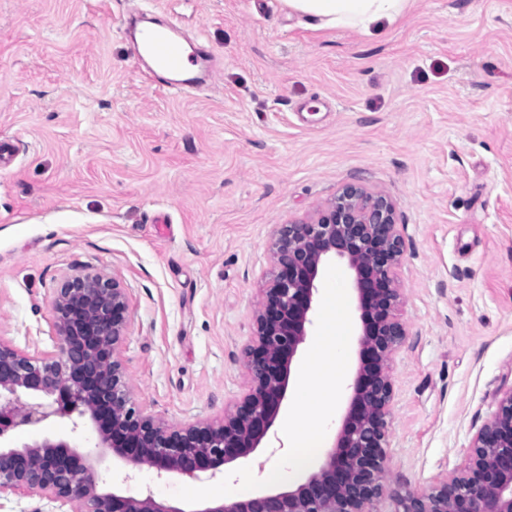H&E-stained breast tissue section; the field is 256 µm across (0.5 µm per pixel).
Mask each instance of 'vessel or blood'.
<instances>
[{"mask_svg": "<svg viewBox=\"0 0 512 512\" xmlns=\"http://www.w3.org/2000/svg\"><path fill=\"white\" fill-rule=\"evenodd\" d=\"M146 26L132 41L143 72L151 84L173 93H188L206 85L216 73L212 56L200 48L186 50L177 16L157 17L152 7L138 14Z\"/></svg>", "mask_w": 512, "mask_h": 512, "instance_id": "1", "label": "vessel or blood"}]
</instances>
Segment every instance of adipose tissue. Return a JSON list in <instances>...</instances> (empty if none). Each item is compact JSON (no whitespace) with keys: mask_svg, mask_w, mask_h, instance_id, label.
Instances as JSON below:
<instances>
[{"mask_svg":"<svg viewBox=\"0 0 512 512\" xmlns=\"http://www.w3.org/2000/svg\"><path fill=\"white\" fill-rule=\"evenodd\" d=\"M289 13L314 21L316 27L346 26L359 30H370L371 26L386 20L396 21L407 9L409 0H282ZM343 294L333 289L328 296V316L316 338L317 348L326 350L335 363L345 358L346 326L336 318L335 310L341 307ZM288 435L296 447L302 448V455H290L288 467L272 472V479L279 480L287 472L305 468L311 461V451L320 448L325 435L324 424L303 428L300 414L292 413L284 421Z\"/></svg>","mask_w":512,"mask_h":512,"instance_id":"adipose-tissue-1","label":"adipose tissue"}]
</instances>
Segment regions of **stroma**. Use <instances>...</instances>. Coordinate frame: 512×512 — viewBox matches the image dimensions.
I'll return each mask as SVG.
<instances>
[{
  "mask_svg": "<svg viewBox=\"0 0 512 512\" xmlns=\"http://www.w3.org/2000/svg\"><path fill=\"white\" fill-rule=\"evenodd\" d=\"M139 0H0V340L51 351V301L79 272L125 288L133 402L173 424L221 418L241 392L277 225L352 184L390 198L404 243L380 512L461 468L512 387V0H411L370 32L313 29L281 0H153L222 61L189 95L149 87L124 33ZM347 360L307 336L284 410L329 414L333 445L359 320L346 263ZM320 379L301 391V376ZM66 440L100 486L197 505L267 488L290 455L274 424L253 460L202 482L127 471L89 422L53 418L16 445Z\"/></svg>",
  "mask_w": 512,
  "mask_h": 512,
  "instance_id": "1",
  "label": "stroma"
}]
</instances>
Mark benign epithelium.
Returning <instances> with one entry per match:
<instances>
[{
    "mask_svg": "<svg viewBox=\"0 0 512 512\" xmlns=\"http://www.w3.org/2000/svg\"><path fill=\"white\" fill-rule=\"evenodd\" d=\"M272 265L244 351L245 386L219 420L170 424L135 407L120 358L128 299L116 279L66 278L52 300L54 350L30 355L0 340V499L39 496L72 512H379L391 416L394 358L407 336L399 317L403 249L395 208L355 185L310 221L281 224ZM343 260L353 273L361 322L358 368L333 446L295 487L196 508L151 490L103 489L93 459L65 441L16 446L15 431L52 417L87 418L100 447L129 470L210 479L243 464L267 440L281 410L299 347L312 325L318 279ZM399 512H512V388L473 438L463 467L429 491L398 498Z\"/></svg>",
    "mask_w": 512,
    "mask_h": 512,
    "instance_id": "obj_1",
    "label": "benign epithelium"
}]
</instances>
